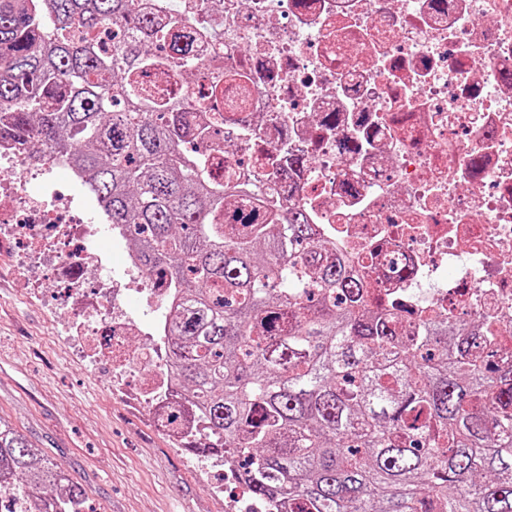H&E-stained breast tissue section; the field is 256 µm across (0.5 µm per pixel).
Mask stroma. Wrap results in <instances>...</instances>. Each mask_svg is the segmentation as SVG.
Segmentation results:
<instances>
[{"label":"stroma","mask_w":512,"mask_h":512,"mask_svg":"<svg viewBox=\"0 0 512 512\" xmlns=\"http://www.w3.org/2000/svg\"><path fill=\"white\" fill-rule=\"evenodd\" d=\"M16 256L0 243V416L84 485L99 512H227V493L213 490L223 471L112 389L111 370L69 351L53 315L60 289L46 283L28 300Z\"/></svg>","instance_id":"stroma-1"}]
</instances>
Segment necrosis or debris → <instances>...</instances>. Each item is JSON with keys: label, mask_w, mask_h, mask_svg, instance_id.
Returning a JSON list of instances; mask_svg holds the SVG:
<instances>
[{"label": "necrosis or debris", "mask_w": 512, "mask_h": 512, "mask_svg": "<svg viewBox=\"0 0 512 512\" xmlns=\"http://www.w3.org/2000/svg\"><path fill=\"white\" fill-rule=\"evenodd\" d=\"M180 17L187 69L158 95L202 106L207 174L304 208L320 239L370 269L375 294L420 317L512 331V0H142ZM224 70L212 97V65ZM304 159L289 172L292 158ZM65 282L71 351L156 369L132 395L171 434L197 428L166 371L169 291L47 184L0 175V238ZM120 246L123 280L95 244ZM150 310L138 317L133 307ZM147 337L134 349L131 336Z\"/></svg>", "instance_id": "4bbe7bcc"}]
</instances>
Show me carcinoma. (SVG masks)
<instances>
[{
    "mask_svg": "<svg viewBox=\"0 0 512 512\" xmlns=\"http://www.w3.org/2000/svg\"><path fill=\"white\" fill-rule=\"evenodd\" d=\"M140 0H0V143L69 158L173 294L167 359L204 456L288 512H512V360L493 330H399L303 210L209 178L210 125L149 94L187 60ZM106 27L121 40L98 43ZM86 512V488L0 417V493Z\"/></svg>",
    "mask_w": 512,
    "mask_h": 512,
    "instance_id": "carcinoma-1",
    "label": "carcinoma"
}]
</instances>
